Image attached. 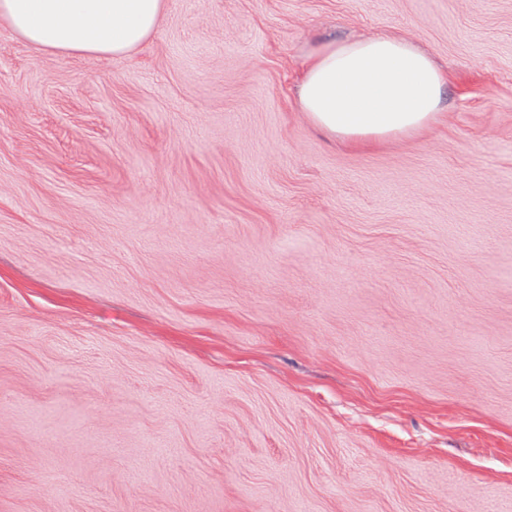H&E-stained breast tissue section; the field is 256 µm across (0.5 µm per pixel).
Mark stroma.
I'll use <instances>...</instances> for the list:
<instances>
[{
	"mask_svg": "<svg viewBox=\"0 0 512 512\" xmlns=\"http://www.w3.org/2000/svg\"><path fill=\"white\" fill-rule=\"evenodd\" d=\"M126 58L0 21V512H512V0H165ZM430 53L364 146L319 42ZM445 84L419 47L378 34L315 47L307 56L297 99L314 126L358 144L410 135L434 124Z\"/></svg>",
	"mask_w": 512,
	"mask_h": 512,
	"instance_id": "1",
	"label": "stroma"
}]
</instances>
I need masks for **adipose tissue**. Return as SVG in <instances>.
<instances>
[{
  "instance_id": "ef3b65f1",
  "label": "adipose tissue",
  "mask_w": 512,
  "mask_h": 512,
  "mask_svg": "<svg viewBox=\"0 0 512 512\" xmlns=\"http://www.w3.org/2000/svg\"><path fill=\"white\" fill-rule=\"evenodd\" d=\"M164 5L165 0H0V20L39 51L116 58L155 33ZM445 84L419 47L378 34L315 47L297 99L314 126L358 144L434 124Z\"/></svg>"
}]
</instances>
